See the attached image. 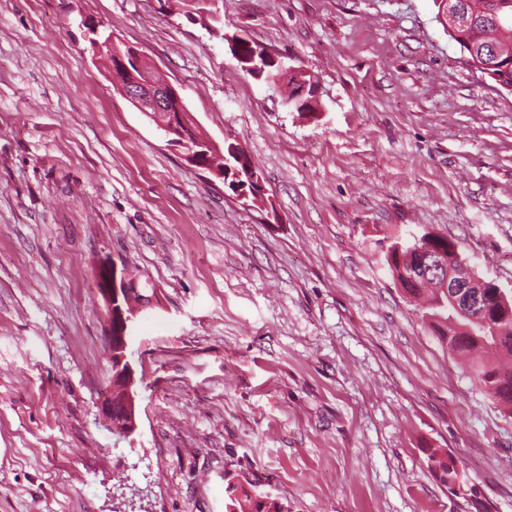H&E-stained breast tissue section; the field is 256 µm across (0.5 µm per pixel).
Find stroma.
<instances>
[{
    "instance_id": "35a3bbf8",
    "label": "stroma",
    "mask_w": 512,
    "mask_h": 512,
    "mask_svg": "<svg viewBox=\"0 0 512 512\" xmlns=\"http://www.w3.org/2000/svg\"><path fill=\"white\" fill-rule=\"evenodd\" d=\"M143 46L200 135L238 137L275 211L245 207L92 57ZM306 69L302 117L228 51ZM428 231L512 294V92L487 86L435 0H0V512H474L460 461L512 512V415L472 383L388 246ZM160 303L131 328L138 428L118 438L99 262ZM421 450L426 455L428 469L434 477L452 485L451 489L456 494L460 493L459 489L464 490V486H467L466 476L460 469L458 460L448 450L431 447L421 448ZM453 485H457L459 489ZM244 488L226 504L225 512H288L285 506L276 501H266L265 507Z\"/></svg>"
}]
</instances>
